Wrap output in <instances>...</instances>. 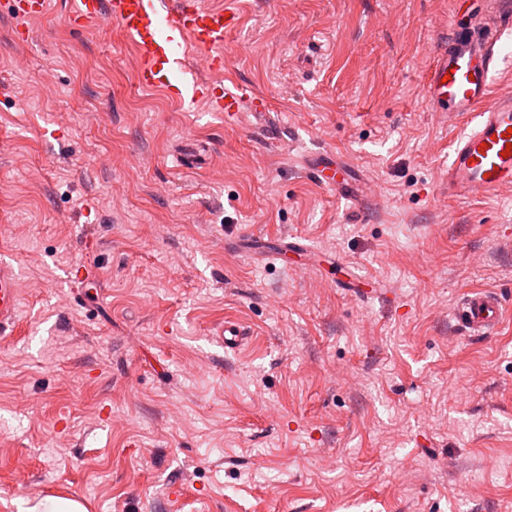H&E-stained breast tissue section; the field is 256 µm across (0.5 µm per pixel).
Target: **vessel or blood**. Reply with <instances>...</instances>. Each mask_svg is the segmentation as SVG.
Returning a JSON list of instances; mask_svg holds the SVG:
<instances>
[{"label":"vessel or blood","mask_w":512,"mask_h":512,"mask_svg":"<svg viewBox=\"0 0 512 512\" xmlns=\"http://www.w3.org/2000/svg\"><path fill=\"white\" fill-rule=\"evenodd\" d=\"M48 6L49 0H11L10 14L19 20L35 19L44 16ZM104 18L138 47L139 86L163 90L179 103L205 98L212 111L228 117L245 109L267 112L265 99L241 83H220L211 94L201 95L203 81L188 77L182 68V58L191 47L204 56L211 73H223L225 36L237 22L232 8L212 6L206 0H75L67 24L77 31ZM496 43L489 30L451 40L427 69L425 93L432 110L471 126L448 158V193L455 197H477L512 186V156L504 154L507 144H512V93L491 92L498 62ZM306 167L339 197H355L359 168L344 155L316 154ZM503 311L497 291L474 290L456 305L453 319L466 335L487 336L498 328ZM18 313L17 280L10 263L0 257L1 333L15 327Z\"/></svg>","instance_id":"b4317fda"}]
</instances>
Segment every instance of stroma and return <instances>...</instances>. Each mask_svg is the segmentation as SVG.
Masks as SVG:
<instances>
[{
  "label": "stroma",
  "mask_w": 512,
  "mask_h": 512,
  "mask_svg": "<svg viewBox=\"0 0 512 512\" xmlns=\"http://www.w3.org/2000/svg\"><path fill=\"white\" fill-rule=\"evenodd\" d=\"M72 2L17 44L0 0V512H512V188L449 195L464 129L424 93L489 0H232L262 122L131 95L136 48ZM472 289L495 335L456 327ZM306 167L319 181L336 190L339 197L352 200L356 196L361 171L344 155L327 151L311 155ZM19 313V288L14 271L4 255L0 257V332L15 327ZM504 305L497 291H470L454 308L453 319L456 326L468 336L491 335L501 322Z\"/></svg>",
  "instance_id": "1"
}]
</instances>
